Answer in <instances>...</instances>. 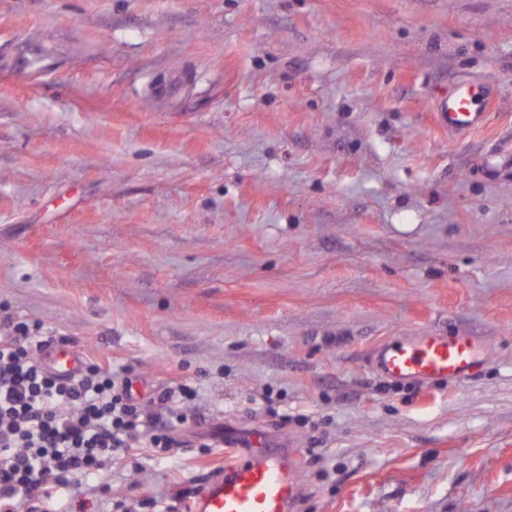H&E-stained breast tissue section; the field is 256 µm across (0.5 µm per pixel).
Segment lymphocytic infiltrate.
<instances>
[{"mask_svg":"<svg viewBox=\"0 0 512 512\" xmlns=\"http://www.w3.org/2000/svg\"><path fill=\"white\" fill-rule=\"evenodd\" d=\"M60 337L0 315V512H50L81 494L79 477L100 473L128 448L178 447L191 418L192 387L164 390L160 411L111 365L82 362L63 375L50 364Z\"/></svg>","mask_w":512,"mask_h":512,"instance_id":"lymphocytic-infiltrate-1","label":"lymphocytic infiltrate"}]
</instances>
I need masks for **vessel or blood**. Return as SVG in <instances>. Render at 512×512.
I'll list each match as a JSON object with an SVG mask.
<instances>
[{
    "label": "vessel or blood",
    "instance_id": "b4317fda",
    "mask_svg": "<svg viewBox=\"0 0 512 512\" xmlns=\"http://www.w3.org/2000/svg\"><path fill=\"white\" fill-rule=\"evenodd\" d=\"M486 97L484 87L457 82L437 107L440 126L452 133L482 128L487 114L478 104ZM485 353V345L475 337L428 330L377 345L370 363L377 373L396 381H463L480 371ZM234 445L241 448L242 461L207 485L192 512H294L298 449L262 426L242 430Z\"/></svg>",
    "mask_w": 512,
    "mask_h": 512
}]
</instances>
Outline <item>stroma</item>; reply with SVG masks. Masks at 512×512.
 Returning <instances> with one entry per match:
<instances>
[{
  "mask_svg": "<svg viewBox=\"0 0 512 512\" xmlns=\"http://www.w3.org/2000/svg\"><path fill=\"white\" fill-rule=\"evenodd\" d=\"M0 306L199 391L89 512H191L241 425L300 448L296 512H512V0H0ZM428 329L481 372L371 370ZM486 98L484 87L466 80L457 82L438 104L440 126L452 133H470L482 128L488 112L479 110L477 105Z\"/></svg>",
  "mask_w": 512,
  "mask_h": 512,
  "instance_id": "stroma-1",
  "label": "stroma"
}]
</instances>
